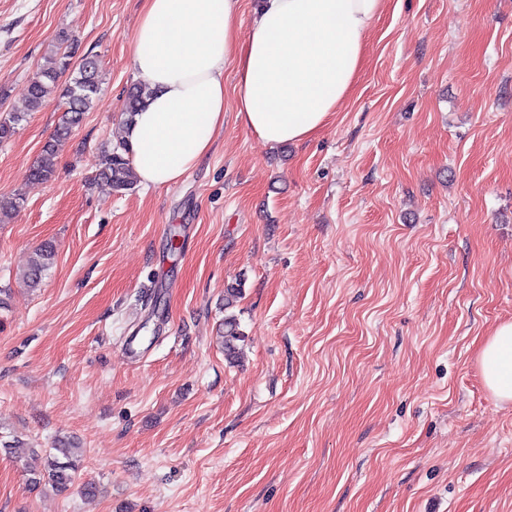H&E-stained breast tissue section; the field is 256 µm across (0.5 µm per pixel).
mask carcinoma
<instances>
[{
  "instance_id": "1",
  "label": "carcinoma",
  "mask_w": 512,
  "mask_h": 512,
  "mask_svg": "<svg viewBox=\"0 0 512 512\" xmlns=\"http://www.w3.org/2000/svg\"><path fill=\"white\" fill-rule=\"evenodd\" d=\"M59 42L57 57L50 64L38 68L29 79L26 111L0 115L2 143L10 138L14 125L26 119L29 113L40 109L52 95L57 93L65 100L66 108L55 132L42 145L39 157L30 170V179L34 182L47 181L54 175L63 143L70 137L73 129L83 122L99 92L98 60L93 56L84 55L74 63L72 59L77 53L75 40L69 35L62 34L59 36ZM143 103V88L136 84L127 93L125 119H131ZM97 176L108 183L116 193L133 188V170L126 145L122 144L102 153L98 160ZM55 258L54 247L49 243L34 250L25 272V279L30 287L40 286L45 272L55 263ZM242 295L243 283L240 281L224 289L223 345L224 355L230 362L238 357L237 342L244 338L239 318L233 312ZM80 471L76 442L62 439L56 447L49 449L46 469L32 478L31 484L37 487L44 483L57 489H65L80 480Z\"/></svg>"
}]
</instances>
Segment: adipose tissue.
Here are the masks:
<instances>
[{
	"label": "adipose tissue",
	"instance_id": "1",
	"mask_svg": "<svg viewBox=\"0 0 512 512\" xmlns=\"http://www.w3.org/2000/svg\"><path fill=\"white\" fill-rule=\"evenodd\" d=\"M240 0H146L131 40L149 91L123 128L140 185L177 183L224 127V72L234 68L237 118L263 142L318 134L351 96L387 0H257L240 35ZM479 363L486 388L512 403V321Z\"/></svg>",
	"mask_w": 512,
	"mask_h": 512
}]
</instances>
